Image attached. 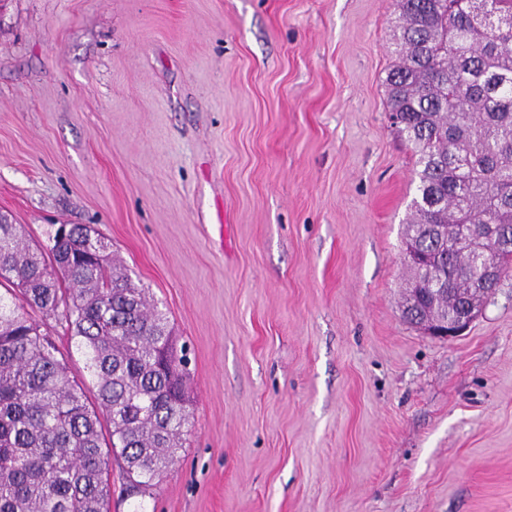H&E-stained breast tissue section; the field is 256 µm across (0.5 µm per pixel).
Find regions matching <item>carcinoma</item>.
Returning <instances> with one entry per match:
<instances>
[{
	"label": "carcinoma",
	"mask_w": 512,
	"mask_h": 512,
	"mask_svg": "<svg viewBox=\"0 0 512 512\" xmlns=\"http://www.w3.org/2000/svg\"><path fill=\"white\" fill-rule=\"evenodd\" d=\"M386 83L390 111L417 157V234L434 274L409 267L422 294L417 326L470 304L468 254L448 245L455 224L512 225V0H395ZM0 512H107L111 454L143 494L182 447L189 426L187 358L166 315L117 265L89 225L31 246L0 223ZM31 308L66 326L96 379L99 413L70 379Z\"/></svg>",
	"instance_id": "carcinoma-1"
}]
</instances>
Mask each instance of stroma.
<instances>
[{
  "instance_id": "obj_1",
  "label": "stroma",
  "mask_w": 512,
  "mask_h": 512,
  "mask_svg": "<svg viewBox=\"0 0 512 512\" xmlns=\"http://www.w3.org/2000/svg\"><path fill=\"white\" fill-rule=\"evenodd\" d=\"M393 0H0V212L87 224L190 349L191 427L109 512H512V276L407 323Z\"/></svg>"
}]
</instances>
